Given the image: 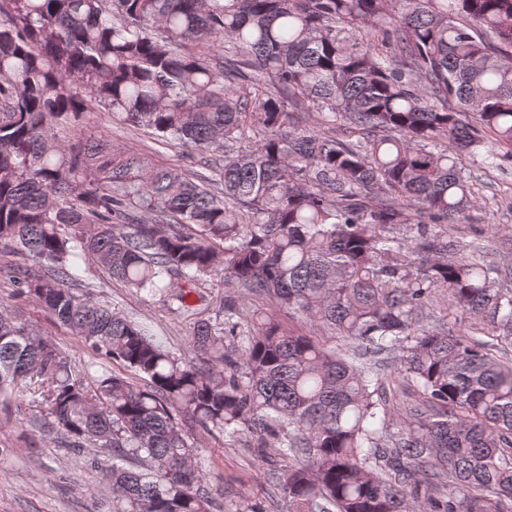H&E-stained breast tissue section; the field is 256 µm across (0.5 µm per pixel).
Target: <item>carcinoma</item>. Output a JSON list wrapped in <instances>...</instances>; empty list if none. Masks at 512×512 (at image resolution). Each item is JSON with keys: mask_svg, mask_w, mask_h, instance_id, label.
I'll use <instances>...</instances> for the list:
<instances>
[{"mask_svg": "<svg viewBox=\"0 0 512 512\" xmlns=\"http://www.w3.org/2000/svg\"><path fill=\"white\" fill-rule=\"evenodd\" d=\"M98 111L208 173L114 151ZM463 153L512 160V0H0V253L118 366L81 376L0 313V397L27 379L67 447L111 452L112 512L277 509L217 505L189 422L275 439L288 512H512V257L434 231L481 207ZM90 262L180 308L222 272L297 325L227 299L186 360L72 294Z\"/></svg>", "mask_w": 512, "mask_h": 512, "instance_id": "1", "label": "carcinoma"}]
</instances>
